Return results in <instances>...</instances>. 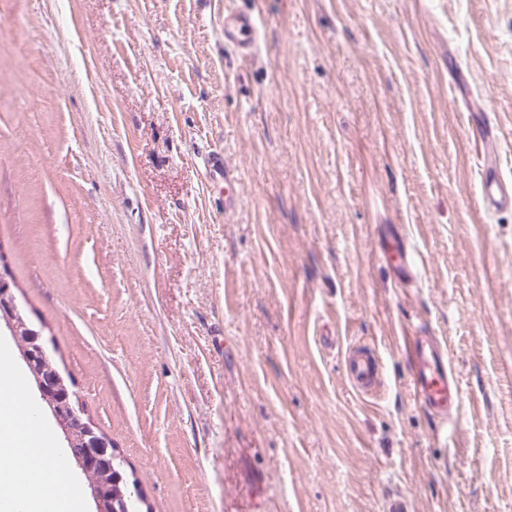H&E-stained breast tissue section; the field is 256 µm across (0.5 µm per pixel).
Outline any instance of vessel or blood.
Segmentation results:
<instances>
[{
    "label": "vessel or blood",
    "instance_id": "obj_1",
    "mask_svg": "<svg viewBox=\"0 0 512 512\" xmlns=\"http://www.w3.org/2000/svg\"><path fill=\"white\" fill-rule=\"evenodd\" d=\"M257 29L251 14L228 10L224 13V41L242 54L255 47ZM468 138L476 148L474 162L479 172V198L489 209H512V181L506 180L488 165V153L497 137L495 115L486 108L470 113ZM201 159L211 185L223 187L224 207L232 209L235 202V180L224 162V151L210 146L203 150ZM382 258L398 281L411 280L415 265L411 260L406 240L392 241ZM400 347L409 377V388L414 401L441 424L452 419L462 400L460 382L450 362V348L446 341L415 331H403ZM344 371L348 384L361 395L375 392L382 384L379 353L374 345H352L344 355Z\"/></svg>",
    "mask_w": 512,
    "mask_h": 512
}]
</instances>
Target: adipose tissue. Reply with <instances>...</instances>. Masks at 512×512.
<instances>
[{
    "label": "adipose tissue",
    "mask_w": 512,
    "mask_h": 512,
    "mask_svg": "<svg viewBox=\"0 0 512 512\" xmlns=\"http://www.w3.org/2000/svg\"><path fill=\"white\" fill-rule=\"evenodd\" d=\"M44 432L16 387L10 349L0 345V485L18 512H75L65 455L44 446Z\"/></svg>",
    "instance_id": "1"
}]
</instances>
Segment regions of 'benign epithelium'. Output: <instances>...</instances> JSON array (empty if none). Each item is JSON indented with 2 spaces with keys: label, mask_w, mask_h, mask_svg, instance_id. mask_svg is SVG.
<instances>
[{
  "label": "benign epithelium",
  "mask_w": 512,
  "mask_h": 512,
  "mask_svg": "<svg viewBox=\"0 0 512 512\" xmlns=\"http://www.w3.org/2000/svg\"><path fill=\"white\" fill-rule=\"evenodd\" d=\"M15 284L0 269V328H5L18 342L20 356L34 376L42 405L60 429L75 465L84 474L98 512H112L123 497L119 483L112 481V460L101 449L110 447L109 439L96 428L78 400L75 384L52 368L51 356L41 343V332L30 327L22 314L14 292Z\"/></svg>",
  "instance_id": "1"
}]
</instances>
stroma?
Returning <instances> with one entry per match:
<instances>
[{
  "mask_svg": "<svg viewBox=\"0 0 512 512\" xmlns=\"http://www.w3.org/2000/svg\"><path fill=\"white\" fill-rule=\"evenodd\" d=\"M472 99L512 179V0H0V262L149 512H512V210L479 204ZM404 327L450 346L453 439ZM257 39V29L251 14L239 10H224V42L242 54L252 52ZM201 159L206 169L208 179L213 186H224V211L232 209L235 202V180L226 164H224V151L216 146H208L201 151ZM390 243L391 249L384 250L381 259L389 265L399 282L411 280L415 275V265L411 261L407 241L401 238ZM344 371L348 384L361 395H371L382 384L380 357L372 344L352 345L344 355Z\"/></svg>",
  "mask_w": 512,
  "mask_h": 512,
  "instance_id": "35a3bbf8",
  "label": "stroma"
}]
</instances>
